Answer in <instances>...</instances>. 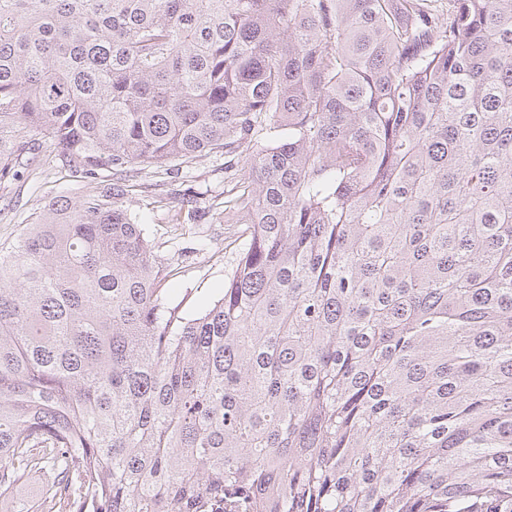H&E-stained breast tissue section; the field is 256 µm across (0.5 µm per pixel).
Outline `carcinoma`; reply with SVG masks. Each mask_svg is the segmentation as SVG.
<instances>
[{"label": "carcinoma", "instance_id": "cac0c4a2", "mask_svg": "<svg viewBox=\"0 0 512 512\" xmlns=\"http://www.w3.org/2000/svg\"><path fill=\"white\" fill-rule=\"evenodd\" d=\"M434 2L0 0V179L112 173L0 249L1 498L512 512V0ZM211 154L191 314L126 199ZM40 480L37 475H32L26 483L21 485L8 499L0 498V512H17L22 507H29L38 496Z\"/></svg>", "mask_w": 512, "mask_h": 512}]
</instances>
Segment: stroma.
<instances>
[{
	"mask_svg": "<svg viewBox=\"0 0 512 512\" xmlns=\"http://www.w3.org/2000/svg\"><path fill=\"white\" fill-rule=\"evenodd\" d=\"M223 164L222 156L211 155L183 167L187 185L204 209L197 223H172L167 205L156 202L155 190L138 191L128 199L130 212L151 230L156 255L172 269L167 283L171 300L190 312L218 296L236 261L238 227L224 221ZM15 169V175L0 180V246H13L51 198L77 199L90 187L72 177L47 149L34 160H20Z\"/></svg>",
	"mask_w": 512,
	"mask_h": 512,
	"instance_id": "1",
	"label": "stroma"
}]
</instances>
